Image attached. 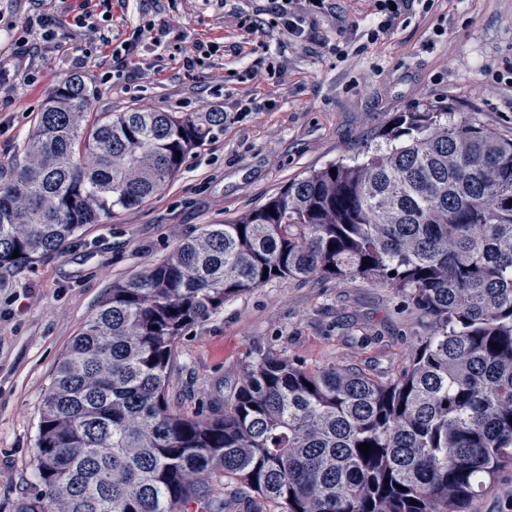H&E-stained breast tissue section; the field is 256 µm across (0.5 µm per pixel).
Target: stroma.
<instances>
[{"label": "stroma", "instance_id": "stroma-1", "mask_svg": "<svg viewBox=\"0 0 512 512\" xmlns=\"http://www.w3.org/2000/svg\"><path fill=\"white\" fill-rule=\"evenodd\" d=\"M287 0H0V160L18 159L52 90L87 75L95 112L224 114L162 193L86 225L65 253L0 278V512L37 491L43 392L112 285L166 259L205 224L265 204L288 182L351 164L401 112L466 116L512 137V0L403 9L371 40L373 0H325L301 37ZM89 15L91 27L73 24ZM260 20L248 28L247 19ZM153 24L160 42L133 40ZM199 57L195 69L185 56ZM251 104L248 112L238 104ZM431 328L396 290L359 279L277 280L232 297L179 342L167 397L189 416L230 406L272 351L307 367L388 374Z\"/></svg>", "mask_w": 512, "mask_h": 512}]
</instances>
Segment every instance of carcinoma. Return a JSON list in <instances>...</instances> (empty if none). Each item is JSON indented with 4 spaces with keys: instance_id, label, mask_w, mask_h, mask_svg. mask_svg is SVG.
<instances>
[{
    "instance_id": "obj_1",
    "label": "carcinoma",
    "mask_w": 512,
    "mask_h": 512,
    "mask_svg": "<svg viewBox=\"0 0 512 512\" xmlns=\"http://www.w3.org/2000/svg\"><path fill=\"white\" fill-rule=\"evenodd\" d=\"M91 98L84 76L61 82L0 176V274L161 193L224 130L222 112L92 119ZM384 137L112 286L45 388L39 493L21 512H229L230 486L277 512H473L512 464V138L428 108ZM315 276L387 285L433 332L390 376L268 352L223 414L171 407L191 326L253 288Z\"/></svg>"
}]
</instances>
